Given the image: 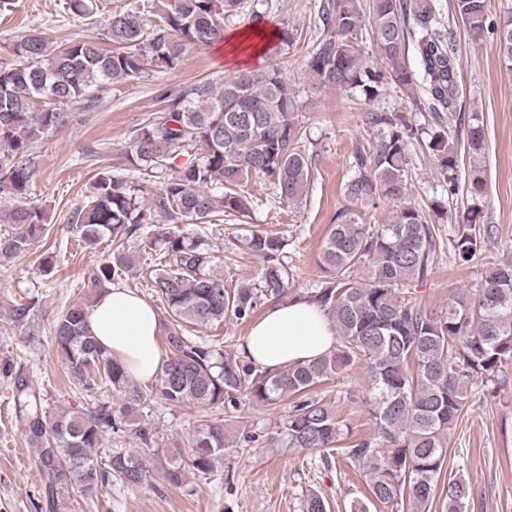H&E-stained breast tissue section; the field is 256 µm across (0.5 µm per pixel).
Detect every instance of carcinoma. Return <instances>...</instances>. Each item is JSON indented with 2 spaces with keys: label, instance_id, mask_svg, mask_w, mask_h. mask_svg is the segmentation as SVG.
I'll return each instance as SVG.
<instances>
[{
  "label": "carcinoma",
  "instance_id": "obj_1",
  "mask_svg": "<svg viewBox=\"0 0 512 512\" xmlns=\"http://www.w3.org/2000/svg\"><path fill=\"white\" fill-rule=\"evenodd\" d=\"M103 0H69L68 11L91 20ZM489 0H453V9L470 36L496 37L503 61L512 66V13L490 19ZM157 19L147 23L140 6L110 11L106 39L112 48L75 40L53 48L37 28L17 36L9 47L18 63H0V257L29 251L47 234L45 209L31 201L37 171L33 143L66 124V108L92 100L90 93L177 69L189 45L210 46L224 39V24L242 13L246 0H162ZM318 17L327 35L310 53L317 83L336 86L372 106L366 125L374 141L354 148L351 175L344 184L349 205L328 225L317 265L322 280L307 297L327 311L336 345L328 354L294 362L272 373L219 343L185 334V324L207 326L230 314L252 317L259 301L270 305L295 294V274L285 260L284 241L252 230L243 247L263 265L256 280H242L230 291L213 272L211 244L189 237L177 224H215L229 214L249 216L250 201L241 185L251 174L273 185L278 199H300L312 179L309 154L295 97L277 68L245 70L219 84L204 80L164 89V108L135 132L125 150L128 167L139 176L99 168L71 212L82 241L112 238L116 248L84 275V292L99 298L115 280L137 269L129 243L141 241L155 252L151 287L163 303L161 320L167 354L155 375V395L171 406L235 407L245 398L263 407L289 400L283 423L288 446L328 462L332 453L369 474L368 501L406 505L408 512H429L437 497L445 512H467L470 486L461 477L442 479L452 430L475 386L499 379L512 363V261L489 269L478 288L458 290L442 315L407 298L409 282L424 279L444 249L431 212L404 201L409 154L419 134L437 151L439 175L448 198L466 189L472 204L465 223L449 240L455 255L469 260L490 227L475 226L485 196L478 162L486 152L483 123L468 117L463 151L448 145L444 130L417 127L402 112L379 106L387 86L412 93L415 111L456 114L459 85L456 36L445 26L436 0H323ZM370 24L377 57L360 45L359 31ZM415 54L419 69L409 64ZM198 149L197 157L177 159ZM472 160L468 183L459 181L460 153ZM159 190L148 194L152 179ZM400 202L388 221L364 224L360 208L379 197ZM148 224L168 228L149 237ZM90 308L76 302L62 310L54 344L69 372L93 395L107 385L124 400L119 409L96 405L85 410L45 406L41 393L20 373L14 375V406L22 434L37 452L45 486L40 509L76 512L80 499L93 497L116 478L128 487L149 477L146 463L132 452L104 447L103 436L121 429L130 402L140 391L124 366L89 329ZM361 364L368 374L363 404L374 430L344 440L347 425L312 392L341 371ZM224 420H205L164 471L180 487L187 476L203 478L224 461ZM80 498L70 496V490Z\"/></svg>",
  "mask_w": 512,
  "mask_h": 512
}]
</instances>
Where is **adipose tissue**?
Here are the masks:
<instances>
[{
  "mask_svg": "<svg viewBox=\"0 0 512 512\" xmlns=\"http://www.w3.org/2000/svg\"><path fill=\"white\" fill-rule=\"evenodd\" d=\"M89 327L136 379L154 377L162 363L157 310L133 290L108 289L93 305ZM334 332L323 309L303 296L269 307L250 327L242 350L256 366L272 371L326 355Z\"/></svg>",
  "mask_w": 512,
  "mask_h": 512,
  "instance_id": "1",
  "label": "adipose tissue"
}]
</instances>
